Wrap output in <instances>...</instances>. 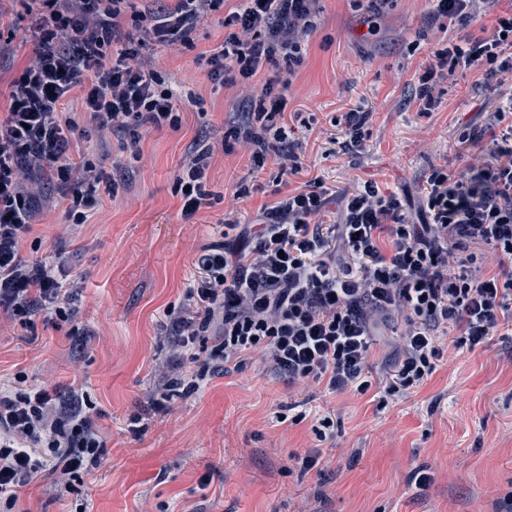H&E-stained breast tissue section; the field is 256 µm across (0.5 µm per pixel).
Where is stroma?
I'll return each mask as SVG.
<instances>
[{
    "label": "stroma",
    "instance_id": "1",
    "mask_svg": "<svg viewBox=\"0 0 512 512\" xmlns=\"http://www.w3.org/2000/svg\"><path fill=\"white\" fill-rule=\"evenodd\" d=\"M235 5L226 0L198 23L192 45L153 50L150 66L175 89L181 125L144 134L139 162L129 163L120 135L81 124V149L127 179L126 192L103 199L90 224L69 235L67 201L54 184L44 188L50 221L23 251L71 256L78 313L53 323L41 312L27 326L0 316V379L93 402L108 460L74 492L42 478L18 512H512V335L445 350L433 374L399 398L385 391L395 350L388 336L373 348L362 394L291 385L248 359L193 394L174 395L168 410L153 406L162 382L155 363L191 377L164 311L186 303L217 225L253 223L263 207L314 181L337 194L370 178L403 198L410 221H422L429 169L453 172L473 154L490 155L491 114L512 100V86L459 71L441 79L438 108L422 112L417 78L438 34L427 0H394L373 19L358 0H322L283 115L302 168L283 176L271 160L254 167L243 145L221 149L245 100L239 87L208 81L204 61ZM25 27L18 22L0 54V105L33 58ZM352 110L368 115L356 146L343 119ZM209 146L215 204L188 221L176 176L186 153ZM327 416L336 424L332 443L317 436ZM308 454L318 463L305 471ZM419 468L433 477L423 489L412 479Z\"/></svg>",
    "mask_w": 512,
    "mask_h": 512
}]
</instances>
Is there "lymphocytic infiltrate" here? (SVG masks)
I'll return each mask as SVG.
<instances>
[{
	"mask_svg": "<svg viewBox=\"0 0 512 512\" xmlns=\"http://www.w3.org/2000/svg\"><path fill=\"white\" fill-rule=\"evenodd\" d=\"M321 0H241L225 15L229 33L206 59L209 81L260 86L242 124L224 131V148L243 141L254 166L275 159L281 174L300 171L296 144L281 120L286 93L305 62ZM500 0H429L452 36L440 39L418 78L422 111L439 104L441 78L478 70L512 83V7ZM34 39V58L9 84L0 113V314L23 325L38 312L75 318V289L63 256L30 258L23 243L42 218L39 179L56 181L68 202V232L88 223L100 194L118 185L92 160L74 161L79 128L67 107L79 98L88 123L124 134L178 129L172 89L146 67L154 46L189 43L198 23L224 0H18ZM493 22L483 35L469 27ZM273 77L261 78L264 65ZM500 135L492 161L475 154L465 170L431 167L423 211L409 222L401 201L375 180L343 192L339 223L323 224L330 199L321 184L292 191L241 240H218L197 259L200 281L187 305L167 310L176 347L196 365L189 390L214 364L256 355L292 384L365 393L382 327L397 323L399 358L387 391L406 395L430 376L444 345L484 346L512 322V103L492 114ZM213 149L192 151L176 179L184 219L210 205L206 175ZM456 334L445 337V329ZM106 461L105 442L82 401L0 381V496L15 508L40 474L74 490L81 473Z\"/></svg>",
	"mask_w": 512,
	"mask_h": 512,
	"instance_id": "1",
	"label": "lymphocytic infiltrate"
}]
</instances>
